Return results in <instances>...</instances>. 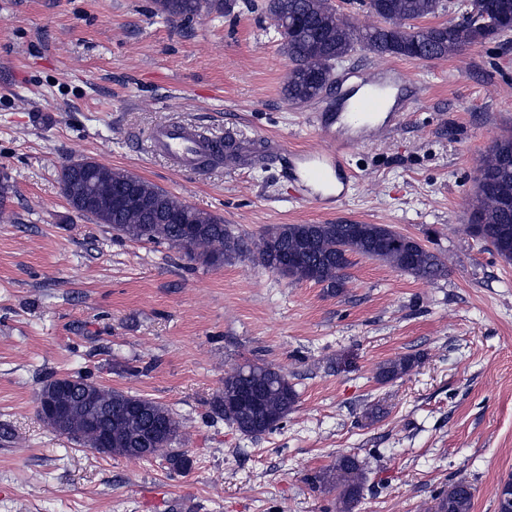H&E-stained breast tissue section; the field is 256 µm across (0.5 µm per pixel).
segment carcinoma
I'll return each instance as SVG.
<instances>
[{"mask_svg": "<svg viewBox=\"0 0 512 512\" xmlns=\"http://www.w3.org/2000/svg\"><path fill=\"white\" fill-rule=\"evenodd\" d=\"M370 13L386 25L368 29L354 27L333 5L332 0H265L264 10L274 20L280 36V51L288 59L289 71L283 83L285 96L294 103L317 98L332 79L334 65L356 48L374 54H388L410 60H431L453 55L491 37L512 32V0H459L461 15L436 25L417 26L415 22L435 17L447 7L443 0H366ZM157 10L171 21L189 20L203 11H221L224 0H156ZM482 10L505 21L501 27H486L471 19ZM406 22L415 30L414 41L407 42L392 19ZM477 168L478 191L473 193L471 212L479 218L471 236L492 247L503 261L512 262V134L495 139ZM92 191L107 196L118 185H129L134 192L153 201L138 211L112 209L109 215L92 209L80 212L99 224H106L119 236L166 244L188 259L205 264L249 255L264 269L287 276L296 282L323 285L339 294L346 283L350 255L381 260L423 280H435L448 272L445 261L417 239L383 224H279L253 243L235 235L224 219L179 200L149 181L114 169L99 167L86 176ZM418 359L411 355L389 359L377 368L375 379L381 384L409 374ZM71 389L72 420L81 426L87 414L97 410L101 431H112L117 442L115 456H132V449L143 444L133 439V427L126 420L133 395L99 386L94 405L84 400L86 388L94 382L81 374L62 377ZM254 387V403L247 411L231 402V397L246 383ZM299 396L287 375L268 364L251 363L224 377V384L209 405V417L221 419L248 436H260L277 428L294 410ZM143 414L157 417L162 436L149 441L160 452L147 459L160 458L169 469L183 474L192 467L191 458L173 448L180 424L165 405L140 398ZM366 471L358 456L341 454L332 466L313 478L320 486L336 489L339 512H352L362 496ZM473 487L464 479L454 480L434 497L433 512H471ZM498 512H512V476L498 489Z\"/></svg>", "mask_w": 512, "mask_h": 512, "instance_id": "cac0c4a2", "label": "carcinoma"}]
</instances>
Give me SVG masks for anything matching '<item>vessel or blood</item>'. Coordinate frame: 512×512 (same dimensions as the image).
<instances>
[{
    "label": "vessel or blood",
    "instance_id": "1",
    "mask_svg": "<svg viewBox=\"0 0 512 512\" xmlns=\"http://www.w3.org/2000/svg\"><path fill=\"white\" fill-rule=\"evenodd\" d=\"M405 80L397 70L378 71L368 81L362 93L351 95L346 111L336 114H316L314 126L322 134L331 127L342 131L335 147L327 150L290 152L288 177L312 187V199L317 204L343 202L348 196V152L355 145L373 140L380 132L398 124L400 111H388L387 91ZM153 152L168 158L179 171L200 169L207 164L212 144L200 132L189 126L161 125L150 135Z\"/></svg>",
    "mask_w": 512,
    "mask_h": 512
}]
</instances>
